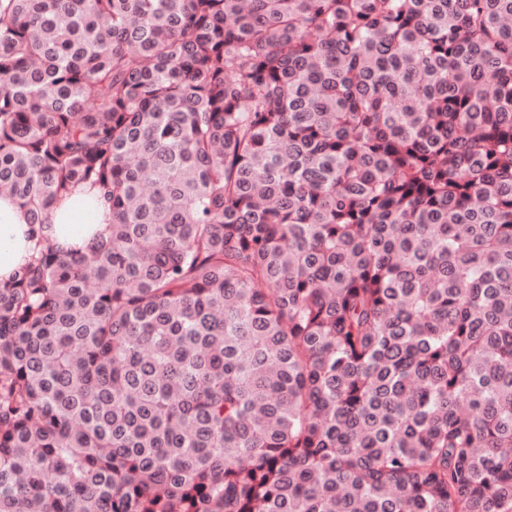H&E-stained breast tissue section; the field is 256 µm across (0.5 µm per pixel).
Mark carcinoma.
I'll list each match as a JSON object with an SVG mask.
<instances>
[{"label": "carcinoma", "mask_w": 512, "mask_h": 512, "mask_svg": "<svg viewBox=\"0 0 512 512\" xmlns=\"http://www.w3.org/2000/svg\"><path fill=\"white\" fill-rule=\"evenodd\" d=\"M0 193V512H512V0H0ZM110 209L96 189L76 190L59 200L50 211L48 231L64 249H84L101 235ZM31 227L14 199L0 195V286L28 260Z\"/></svg>", "instance_id": "cac0c4a2"}]
</instances>
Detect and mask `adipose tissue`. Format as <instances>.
I'll return each instance as SVG.
<instances>
[{
	"label": "adipose tissue",
	"mask_w": 512,
	"mask_h": 512,
	"mask_svg": "<svg viewBox=\"0 0 512 512\" xmlns=\"http://www.w3.org/2000/svg\"><path fill=\"white\" fill-rule=\"evenodd\" d=\"M110 209L97 190L81 189L59 200L50 212L48 232L64 249H83L101 235ZM19 205L0 195V286L24 265L33 243Z\"/></svg>",
	"instance_id": "obj_1"
}]
</instances>
